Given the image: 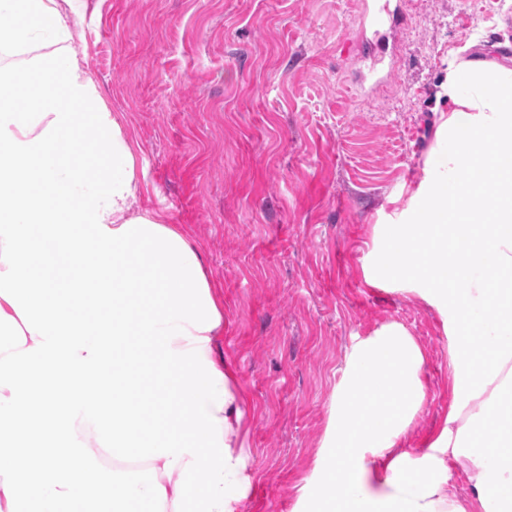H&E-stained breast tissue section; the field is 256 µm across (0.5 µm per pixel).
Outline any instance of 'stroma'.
Instances as JSON below:
<instances>
[{"mask_svg":"<svg viewBox=\"0 0 512 512\" xmlns=\"http://www.w3.org/2000/svg\"><path fill=\"white\" fill-rule=\"evenodd\" d=\"M366 0H85L72 50L137 144L138 205L199 246L224 300L219 351L247 393L257 465L241 512H293L355 338L404 325L427 402L448 412L436 315L369 287L376 225L408 198L448 103V58H512V0H406L407 28L362 27ZM398 62L375 96L373 44Z\"/></svg>","mask_w":512,"mask_h":512,"instance_id":"obj_1","label":"stroma"}]
</instances>
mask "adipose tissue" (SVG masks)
I'll list each match as a JSON object with an SVG mask.
<instances>
[{"label":"adipose tissue","instance_id":"adipose-tissue-1","mask_svg":"<svg viewBox=\"0 0 512 512\" xmlns=\"http://www.w3.org/2000/svg\"><path fill=\"white\" fill-rule=\"evenodd\" d=\"M80 0H0V512H240L253 416L216 348L199 247L138 210L135 148L70 48ZM435 143L365 283L437 316L424 352L382 324L345 354L299 512H512V66L448 59ZM469 477L458 494L454 469Z\"/></svg>","mask_w":512,"mask_h":512}]
</instances>
